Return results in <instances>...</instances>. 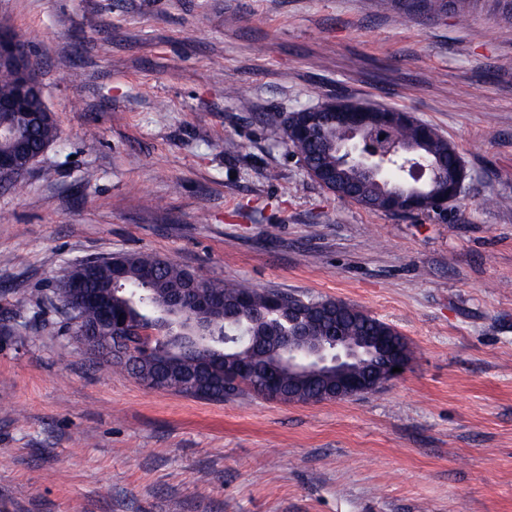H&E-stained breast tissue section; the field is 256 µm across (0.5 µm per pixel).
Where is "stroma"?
Wrapping results in <instances>:
<instances>
[{"label": "stroma", "instance_id": "1", "mask_svg": "<svg viewBox=\"0 0 512 512\" xmlns=\"http://www.w3.org/2000/svg\"><path fill=\"white\" fill-rule=\"evenodd\" d=\"M0 25L30 41L61 133L0 186V313L40 328L0 334V512H512L500 0H0ZM332 98L437 129L469 173L460 198L394 216L317 184L282 128ZM131 252L350 302L413 357L373 392L288 405L100 369L48 299L62 266Z\"/></svg>", "mask_w": 512, "mask_h": 512}]
</instances>
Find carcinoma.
I'll return each mask as SVG.
<instances>
[{
    "label": "carcinoma",
    "instance_id": "cac0c4a2",
    "mask_svg": "<svg viewBox=\"0 0 512 512\" xmlns=\"http://www.w3.org/2000/svg\"><path fill=\"white\" fill-rule=\"evenodd\" d=\"M16 77L0 69V97L16 91ZM0 127L14 130L24 138L27 153L35 157L59 138L53 116H40L27 122L21 115L0 113ZM392 135L402 143L422 140L426 148L421 154L435 155L452 162L456 147L433 127L421 132L412 122L398 123ZM350 138V129L331 121L323 134L305 146L315 166L330 169L339 166L334 146ZM388 186L372 184L368 209L384 210ZM195 272L174 261L141 253L112 257V263L79 264L62 269L56 277L55 294L70 313V340L88 350L93 345L91 333L97 327L101 310L98 306L69 296L67 285L77 277L85 280L88 290L101 298L116 317L123 316L122 334L130 329H148L158 335L148 336L150 353L139 364L138 379L147 385L161 380L160 387L191 397L198 394L188 387L197 383L206 393L205 399L222 401L242 392H253L272 400L309 403L333 399L336 383L332 379L307 382L288 374L280 362L281 349L276 336H288L296 327L308 329L310 336H334L347 339L394 336L399 351L411 357L412 350L403 336L390 324L367 311L344 301L303 299L285 295L278 311H269L271 300L279 294L239 282L206 279L205 291L216 300V308L205 318L208 337L192 338L181 331L176 320L161 311L176 295L182 296V307L189 318L196 316L195 303L199 289L190 288ZM242 328L253 337L247 348L224 347V330L230 324Z\"/></svg>",
    "mask_w": 512,
    "mask_h": 512
}]
</instances>
